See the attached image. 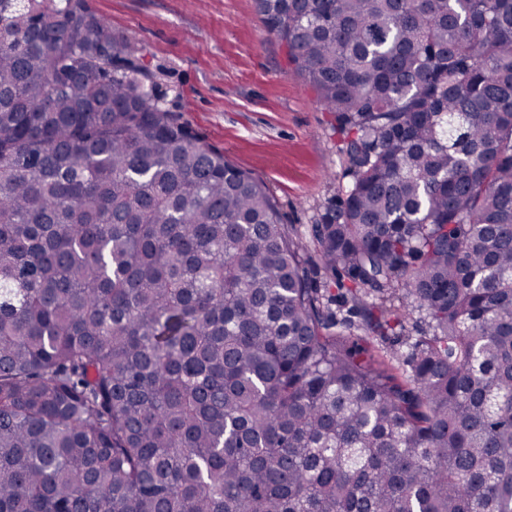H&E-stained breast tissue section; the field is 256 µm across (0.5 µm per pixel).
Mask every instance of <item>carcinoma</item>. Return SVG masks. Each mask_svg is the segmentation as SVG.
I'll list each match as a JSON object with an SVG mask.
<instances>
[{
  "label": "carcinoma",
  "mask_w": 512,
  "mask_h": 512,
  "mask_svg": "<svg viewBox=\"0 0 512 512\" xmlns=\"http://www.w3.org/2000/svg\"><path fill=\"white\" fill-rule=\"evenodd\" d=\"M255 9L341 136L311 249L85 0H0V512H512V0Z\"/></svg>",
  "instance_id": "carcinoma-1"
}]
</instances>
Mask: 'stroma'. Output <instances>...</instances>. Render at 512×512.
Here are the masks:
<instances>
[{"label":"stroma","mask_w":512,"mask_h":512,"mask_svg":"<svg viewBox=\"0 0 512 512\" xmlns=\"http://www.w3.org/2000/svg\"><path fill=\"white\" fill-rule=\"evenodd\" d=\"M136 43L167 111L259 180L283 223H317L345 182L332 116L254 0H87Z\"/></svg>","instance_id":"stroma-1"}]
</instances>
